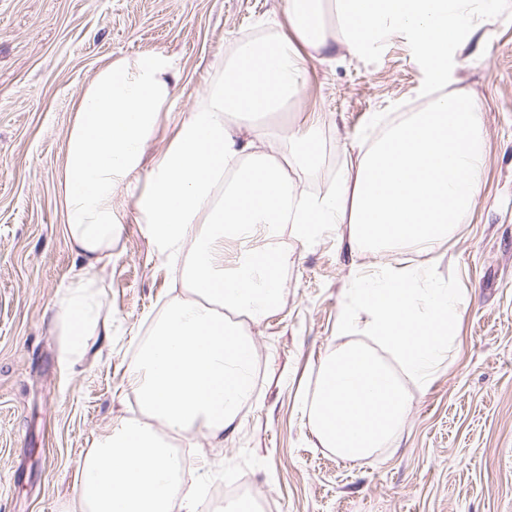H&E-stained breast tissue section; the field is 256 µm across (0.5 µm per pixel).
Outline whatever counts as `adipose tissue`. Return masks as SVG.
<instances>
[{
	"label": "adipose tissue",
	"mask_w": 512,
	"mask_h": 512,
	"mask_svg": "<svg viewBox=\"0 0 512 512\" xmlns=\"http://www.w3.org/2000/svg\"><path fill=\"white\" fill-rule=\"evenodd\" d=\"M283 12L287 36L253 42L219 65L151 168L143 166L145 147L172 109L173 58L154 50L115 59L82 91L61 181L65 235L83 262L56 302L65 364L82 361L85 336L112 333L97 282L121 231L118 193L134 197L140 223L178 263L191 296L170 301L139 348L127 382L141 416L109 427L87 453L75 488L78 512H198L195 496L182 490L187 473L168 438L201 434L223 443L252 395L254 355L251 337L223 312L259 323L283 293L282 253L247 252L228 273L225 238L246 240L289 223L309 241L325 225L343 224L350 253L427 255L450 241L477 203L484 115L465 91L442 94L370 145H356L321 196L293 189L288 170L309 178L318 172L326 113H308L289 128L284 150L274 146L275 129L254 125L244 138L229 119L282 111L304 82V54L333 43L359 55L400 33L443 74L461 40L495 21V0H283Z\"/></svg>",
	"instance_id": "ef3b65f1"
}]
</instances>
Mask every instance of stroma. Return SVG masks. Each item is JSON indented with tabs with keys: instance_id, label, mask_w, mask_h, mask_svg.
<instances>
[{
	"instance_id": "1",
	"label": "stroma",
	"mask_w": 512,
	"mask_h": 512,
	"mask_svg": "<svg viewBox=\"0 0 512 512\" xmlns=\"http://www.w3.org/2000/svg\"><path fill=\"white\" fill-rule=\"evenodd\" d=\"M280 0H0V512H70L80 467L110 423L132 412L127 371L172 298L175 271L139 224L133 200L100 277L111 337L92 336L79 373L60 361L55 302L80 259L65 238L60 180L82 90L108 59L161 50L176 62L174 110L148 143L145 164L169 146L181 112L246 43L284 35ZM307 79L284 131L327 112L318 185L328 191L373 117L392 121L431 101V89H467L484 114L486 166L473 215L436 248L441 276L457 275L465 313L452 360L412 398L401 434L350 463L320 446L302 396L321 361L342 345L336 325L352 269L341 228L309 242L291 225L278 239H226L224 266L273 245L288 263L276 310L245 331L255 346L251 399L224 432L181 441L189 487L247 471L271 512H512V0L467 38L436 77L399 35L366 56L332 46L307 57Z\"/></svg>"
}]
</instances>
